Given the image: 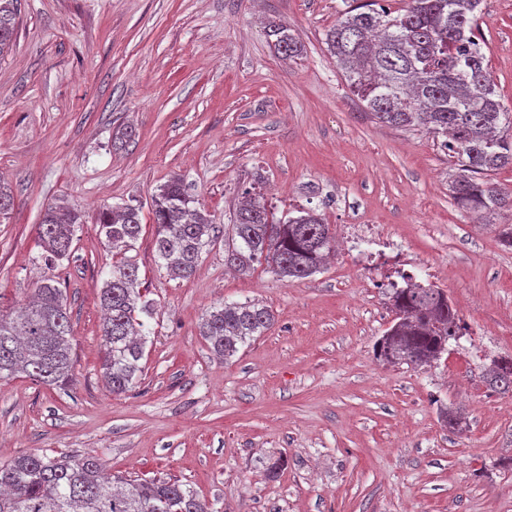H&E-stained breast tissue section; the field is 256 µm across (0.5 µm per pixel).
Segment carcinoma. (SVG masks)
Returning a JSON list of instances; mask_svg holds the SVG:
<instances>
[{"mask_svg": "<svg viewBox=\"0 0 512 512\" xmlns=\"http://www.w3.org/2000/svg\"><path fill=\"white\" fill-rule=\"evenodd\" d=\"M375 0H356L326 30L325 43L351 91L378 123L423 130L443 137V148L457 166L450 196L467 213L493 215L512 208V196L490 181L512 166V111L496 91L474 22L482 0H405L396 11L374 8ZM21 0H0V57L17 35ZM267 36L284 59L302 56L304 47L287 26L269 24ZM150 207L154 249L172 279L195 275L202 251L211 245L215 225L174 178L157 187ZM141 207L115 204L99 212L97 224L112 262L100 290L105 311L101 328L102 369L112 393L129 392L142 373L147 328L154 305L141 287L138 266L128 252L142 232ZM80 210L50 205L38 224L44 264L58 265L72 254ZM335 250L325 218L312 210L275 217L265 203L245 192L224 238L225 266L247 273L266 264L283 281L307 279L321 271ZM406 286L392 289L391 326L376 343L377 357L389 364L430 366L448 353L449 340L467 326L448 293L402 274ZM268 307L247 301L221 303L207 311L200 335L224 359L268 330ZM73 331L63 291L52 276L15 313L0 303V379L25 374L48 386L73 381ZM489 385L512 391V357L493 360ZM444 425L460 430L465 418L443 406ZM0 512H209L207 501L175 480L108 477L100 460L79 455L22 454L0 465Z\"/></svg>", "mask_w": 512, "mask_h": 512, "instance_id": "carcinoma-1", "label": "carcinoma"}]
</instances>
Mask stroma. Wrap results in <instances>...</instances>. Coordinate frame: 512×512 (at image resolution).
I'll list each match as a JSON object with an SVG mask.
<instances>
[{
    "label": "stroma",
    "instance_id": "obj_1",
    "mask_svg": "<svg viewBox=\"0 0 512 512\" xmlns=\"http://www.w3.org/2000/svg\"><path fill=\"white\" fill-rule=\"evenodd\" d=\"M348 0H22L0 59V295L22 303L54 274L73 324L66 388L0 380V463L36 452L101 459L107 475L167 478L210 512H512V392L485 369L512 356V211L477 218L452 203L437 138L375 123L324 42ZM276 21L300 38L283 59ZM476 36L512 110V0H483ZM133 133L121 140L122 131ZM180 178L219 227L245 189L275 214L311 208L336 233L371 224L383 249L337 248L320 273L285 282L224 265L195 276L155 260L150 198ZM142 208L135 256L155 304L144 372L124 395L102 380L99 293L113 254L96 216ZM82 211L70 259L47 270V205ZM447 290L469 327L447 358L389 365L374 344L393 319L399 272ZM255 300L269 330L229 359L199 334L210 307ZM460 408L466 430L441 422ZM288 465L268 475L277 459ZM266 33L269 38H275L274 47L284 59L292 60L302 56L304 47L298 37L289 31L288 26L272 22Z\"/></svg>",
    "mask_w": 512,
    "mask_h": 512
}]
</instances>
